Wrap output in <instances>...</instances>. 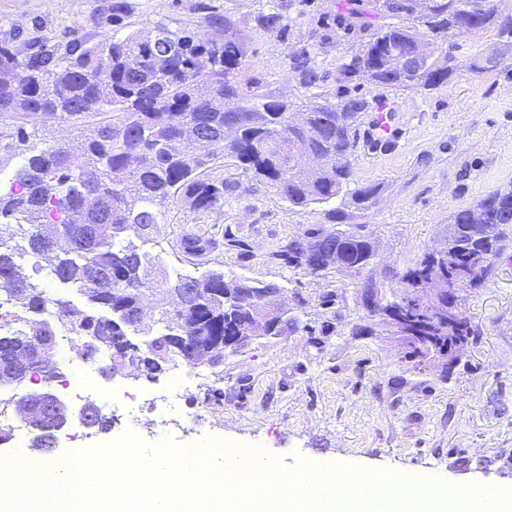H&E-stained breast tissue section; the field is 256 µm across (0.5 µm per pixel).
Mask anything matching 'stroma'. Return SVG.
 I'll use <instances>...</instances> for the list:
<instances>
[{
    "label": "stroma",
    "instance_id": "35a3bbf8",
    "mask_svg": "<svg viewBox=\"0 0 512 512\" xmlns=\"http://www.w3.org/2000/svg\"><path fill=\"white\" fill-rule=\"evenodd\" d=\"M367 0H128L125 31L165 23L181 32L209 11L231 16L243 41L248 73L268 92L293 98L302 90L291 58L312 47L326 85L335 88L343 63L358 54L381 18ZM283 4L286 32L259 29L255 16ZM112 0H0V45L19 54L33 45L65 47L72 33L98 41L111 34ZM502 52L500 66L473 71L476 52ZM456 70L430 91L392 90L360 82L372 106L393 103L392 134L377 140L371 110L357 122L352 187L378 185V202L363 210L349 195L336 198L345 224L363 225L374 241L373 277L392 294L401 274L436 246L456 210L512 188V52L494 30L455 39ZM38 152L50 145L79 156L81 138L69 123L0 113V175L14 177L20 143ZM238 184L220 211L198 215L170 202L165 222L140 249L151 278L161 271L274 283L284 290L298 324L276 340H259L229 356L209 391L187 394L173 411L167 435L181 445L221 435L259 446L289 469L300 460L394 470L414 478L512 487V240L482 287L464 294L462 311L473 334L457 363L414 369L405 349L362 304L356 277L314 276L285 266L275 252L313 224L328 223L329 207L299 210L251 173L225 160ZM216 240L219 250L184 253V233ZM232 235L244 249L225 246ZM334 294V304L323 302Z\"/></svg>",
    "mask_w": 512,
    "mask_h": 512
}]
</instances>
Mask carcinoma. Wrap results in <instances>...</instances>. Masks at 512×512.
Masks as SVG:
<instances>
[{
    "label": "carcinoma",
    "mask_w": 512,
    "mask_h": 512,
    "mask_svg": "<svg viewBox=\"0 0 512 512\" xmlns=\"http://www.w3.org/2000/svg\"><path fill=\"white\" fill-rule=\"evenodd\" d=\"M387 19L372 34L359 56L340 69L339 81L360 73L376 87L398 90L431 89L448 80L453 68L443 44L455 37L478 34L491 27L512 45V15H504L499 0H372ZM260 29L281 34L288 16L277 6L255 16ZM415 21L418 26H408ZM224 27V37L208 30ZM428 38L438 55L412 81L393 66V53L412 52L414 39ZM0 68L18 70L16 80L0 83V112H21L34 119L54 116L78 130L83 152L64 156L53 146L37 154L22 147L23 163L11 191L0 196V216H13L23 244L0 242V294L15 309L14 321L0 333V380L24 394L32 393L28 358L32 336L56 343L65 328L89 361L108 360V371L133 365L138 374L154 378L171 367L209 365L208 346L234 336L247 313L236 310L245 296L266 298L275 285L253 284L211 270L199 278L180 272L165 278L169 288H152L148 259L130 239L145 238L164 223L165 206L181 201L197 213L224 206V195L236 191L235 182L213 174L214 166L232 158L256 181L276 188L288 203L301 210L329 203L339 196L351 176L357 148L355 123L370 108L351 88L329 89L315 54L303 47L292 57L291 70L303 98L297 102L275 97L263 82L247 75L245 55L235 23L210 13L200 17L193 31L176 33L164 24L123 37L114 33L97 43L75 37L64 52L40 45L19 60L0 48ZM302 111L301 128L290 124ZM327 159L319 170L301 167L296 146ZM102 180L105 190L88 199L78 183ZM379 187L368 185L352 192L356 204L376 203ZM76 208L86 223L73 224ZM363 225L350 224L336 236V225L314 224L304 238L318 248L325 273L360 276V288L381 293L372 275L361 276L359 261L367 250ZM512 231V189L494 193L476 208L453 213L449 235L460 245L453 259L424 252L402 280L401 295L414 300L425 281L440 277L458 281V292L479 288L493 268ZM302 238V239H304ZM302 239L288 241L273 257L284 265L302 267ZM192 255L213 252L220 242L190 233L182 239ZM24 254L47 261L48 274L73 287L85 299L77 306L54 298L28 280L18 258ZM159 302L158 318L148 323L140 314L147 297ZM49 310L36 321L31 314ZM458 332L438 327L439 336L473 335L463 313ZM197 358H188V347ZM65 422L35 418L37 447L50 446L54 431Z\"/></svg>",
    "instance_id": "1"
}]
</instances>
